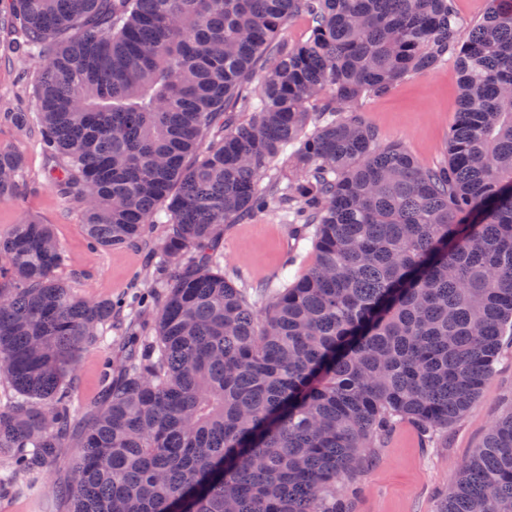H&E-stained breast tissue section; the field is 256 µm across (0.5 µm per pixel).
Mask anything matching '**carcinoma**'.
Segmentation results:
<instances>
[{
    "label": "carcinoma",
    "mask_w": 512,
    "mask_h": 512,
    "mask_svg": "<svg viewBox=\"0 0 512 512\" xmlns=\"http://www.w3.org/2000/svg\"><path fill=\"white\" fill-rule=\"evenodd\" d=\"M9 11L25 54L45 59L49 180L81 207L90 245L148 248L158 283L78 296L50 225L0 234V490L42 492L75 437L69 480L49 486L68 512H352L339 490L397 422L434 437L469 409L512 333V0H486L470 27L454 0ZM302 16L308 37L281 38ZM448 62V161L424 167L381 144L360 106ZM284 154L283 190L271 171ZM22 169L1 147L0 200ZM279 208L314 228L316 258L257 307L224 278V226ZM123 316L88 416L72 372ZM436 512H512V412Z\"/></svg>",
    "instance_id": "obj_1"
}]
</instances>
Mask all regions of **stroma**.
Returning a JSON list of instances; mask_svg holds the SVG:
<instances>
[{"label":"stroma","instance_id":"stroma-1","mask_svg":"<svg viewBox=\"0 0 512 512\" xmlns=\"http://www.w3.org/2000/svg\"><path fill=\"white\" fill-rule=\"evenodd\" d=\"M18 41L12 28L0 26V146L17 149L26 161L18 194L0 201V233L28 217L51 225L66 251L58 274L78 295L118 298L131 287L148 286L146 250L138 245L90 249L80 206L65 200L47 181L50 163L38 143L37 122H17L18 113L34 109L43 62L15 56ZM457 99V73L446 64L404 81L385 96L365 101L361 115L382 142L401 143L419 164L435 167L446 159L448 126ZM293 243L290 219L282 211L226 225L224 275L250 291L256 305H263L265 298L257 294V287L296 279L315 261L311 241H302L297 252ZM105 356L98 348L85 351L73 374L75 402L89 413L97 408ZM511 410L512 345L508 344L477 401L447 433L430 442L409 422L393 428L357 475L360 491L352 498L354 512H435L439 496L482 446L492 424ZM0 512H67V505L18 485L0 494Z\"/></svg>","mask_w":512,"mask_h":512}]
</instances>
